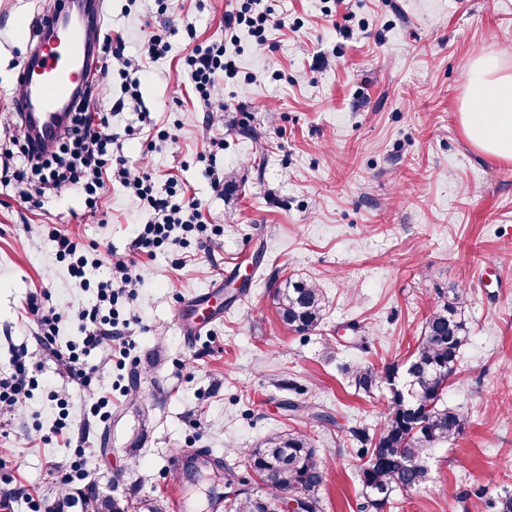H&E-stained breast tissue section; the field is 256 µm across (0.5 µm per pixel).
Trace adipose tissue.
<instances>
[{
    "instance_id": "adipose-tissue-1",
    "label": "adipose tissue",
    "mask_w": 512,
    "mask_h": 512,
    "mask_svg": "<svg viewBox=\"0 0 512 512\" xmlns=\"http://www.w3.org/2000/svg\"><path fill=\"white\" fill-rule=\"evenodd\" d=\"M468 141L481 153L512 161V66L499 56L476 57L466 75L459 112Z\"/></svg>"
}]
</instances>
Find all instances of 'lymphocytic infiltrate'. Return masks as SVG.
<instances>
[{
  "mask_svg": "<svg viewBox=\"0 0 512 512\" xmlns=\"http://www.w3.org/2000/svg\"><path fill=\"white\" fill-rule=\"evenodd\" d=\"M271 9L264 0H243L240 8L224 16V28L230 37L247 33L258 44H265L266 31L271 22ZM171 45L166 32L148 30L139 56H125L119 38L111 29H104L99 46L98 67L95 79L88 85L80 99L72 104L71 126L61 137L55 149L46 154L32 151L22 130L11 136L16 158L15 166L0 167V174L12 176L27 186L26 197L35 207H43L52 191L67 188L84 199L88 213L94 214L102 207V198L111 179H119L130 189L141 209L152 212L154 219L135 227V255L111 254L110 279L98 282L97 303L84 309L79 331L83 336L82 349H62L57 344L58 318L53 310L44 308L38 301H30L29 312L37 326L36 340L53 351L60 364L83 380H90V373L80 366V355L100 351L104 361H111L113 354L128 357L132 345L131 332L136 316L120 317L118 312L102 315V303H116L124 299L134 302L137 298L139 277L134 274L136 255L154 256L166 244L175 228L184 231L203 229L200 205L186 195L172 190H158L150 169L128 167L122 156L112 152V126L104 113L95 111L98 102L112 84L113 75H126L143 70L145 64L157 61L169 52ZM184 63L190 69L194 92L201 103L212 105L224 94V82L235 79L238 70L232 59L225 55L223 43L196 44L189 47ZM36 377L23 357H15L8 373L0 379V408L14 410L35 384Z\"/></svg>",
  "mask_w": 512,
  "mask_h": 512,
  "instance_id": "obj_1",
  "label": "lymphocytic infiltrate"
}]
</instances>
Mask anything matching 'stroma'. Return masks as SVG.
Wrapping results in <instances>:
<instances>
[{
    "label": "stroma",
    "instance_id": "35a3bbf8",
    "mask_svg": "<svg viewBox=\"0 0 512 512\" xmlns=\"http://www.w3.org/2000/svg\"><path fill=\"white\" fill-rule=\"evenodd\" d=\"M52 0H0V162L13 132L5 117L37 17ZM238 0H107L106 24L138 54L147 27L169 31L170 51L147 71L113 75L112 97L139 95L112 118L114 149L128 165L149 163L195 198L221 247L197 237L139 257L142 279L132 311V364L84 358L91 387L60 369L34 339L31 297L53 308L60 347L81 346L82 310L96 288H80L44 224L95 246L98 257L133 251L131 223L150 221L130 190L112 181L102 209L84 213L61 190L31 207L19 184H0V369L19 355L39 385L14 411L0 410V461L9 481L49 508L59 469L84 448L87 474L71 488L111 487L133 502L216 512L207 500L214 462L233 468L242 488L257 477L247 455L276 433L305 432L327 477L322 512H359L357 441L376 431L387 388L356 391L343 370L403 362L413 351L439 287L466 288L470 340L445 397L470 422L456 440L431 449L430 479L401 496L396 512H469L512 485V162L471 146L458 112L466 74L479 55L512 64V0H271L278 25L264 45H228L242 77L224 85V108L205 111L181 53L196 40L224 38ZM336 8L326 17L323 7ZM171 138L145 153L144 123ZM223 178L215 187L214 178ZM184 266H176V259ZM231 278H224V270ZM316 283L326 311L302 334L280 322L274 280ZM244 283L233 305L189 336L195 300L227 281ZM111 395V414H89L91 398ZM306 405L289 411V402ZM63 433H52L55 418ZM203 448L210 466L172 469Z\"/></svg>",
    "mask_w": 512,
    "mask_h": 512
}]
</instances>
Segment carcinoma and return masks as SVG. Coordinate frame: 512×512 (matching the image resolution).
Instances as JSON below:
<instances>
[{
	"instance_id": "1",
	"label": "carcinoma",
	"mask_w": 512,
	"mask_h": 512,
	"mask_svg": "<svg viewBox=\"0 0 512 512\" xmlns=\"http://www.w3.org/2000/svg\"><path fill=\"white\" fill-rule=\"evenodd\" d=\"M421 336L407 361L401 365H370L347 368L344 374L358 391L370 393L393 378L401 391L389 392L384 420L369 434L353 431L361 444L357 477L363 502L361 512H392L396 498L425 484L429 470L425 457L432 448L453 441L468 426V416L444 401L450 382L458 371L469 328L463 315L467 293L454 286L435 290ZM281 322L297 333L315 329L323 320L325 297L306 279H283L274 291ZM247 465L264 491H239L224 496V512H281V497L300 492L309 502L307 512H321L318 491L325 479L315 446L302 431L270 436L248 456ZM488 507L492 512H512V489L503 488ZM82 512H133L126 498L108 500L94 486L82 489Z\"/></svg>"
}]
</instances>
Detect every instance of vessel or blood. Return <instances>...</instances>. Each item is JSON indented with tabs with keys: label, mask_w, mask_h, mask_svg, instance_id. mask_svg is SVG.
<instances>
[{
	"label": "vessel or blood",
	"mask_w": 512,
	"mask_h": 512,
	"mask_svg": "<svg viewBox=\"0 0 512 512\" xmlns=\"http://www.w3.org/2000/svg\"><path fill=\"white\" fill-rule=\"evenodd\" d=\"M80 22L59 43L48 42L46 33L71 15ZM105 20L104 0L87 5L85 0H60V6L41 23L30 46L31 54L20 72L19 116L37 152L51 151L68 122L75 91L85 90L97 66V34Z\"/></svg>",
	"instance_id": "obj_1"
}]
</instances>
